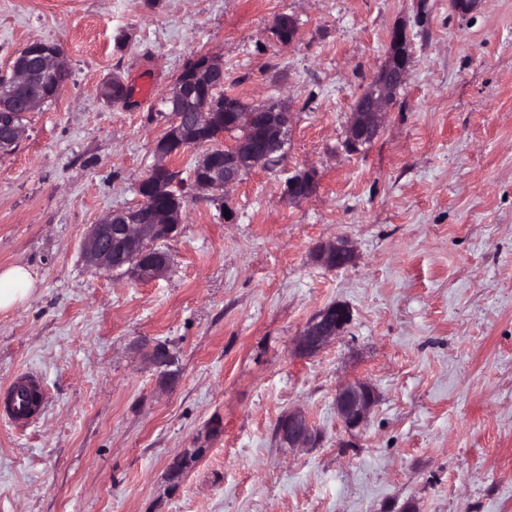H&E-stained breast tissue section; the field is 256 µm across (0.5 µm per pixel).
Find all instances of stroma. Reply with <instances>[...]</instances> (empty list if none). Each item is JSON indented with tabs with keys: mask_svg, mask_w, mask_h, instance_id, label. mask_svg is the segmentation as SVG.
<instances>
[{
	"mask_svg": "<svg viewBox=\"0 0 512 512\" xmlns=\"http://www.w3.org/2000/svg\"><path fill=\"white\" fill-rule=\"evenodd\" d=\"M284 13L289 45L271 32ZM399 24L410 73L347 154ZM33 41L60 46L70 77L0 154V268L38 286L0 312V392L27 373L46 392L34 420L0 418V512H512V0H0V75ZM205 53L246 103L288 100L287 159L219 205L189 188L186 150L183 222L156 244L167 273L94 271L90 226L138 203L165 99ZM115 74L128 102L99 94ZM307 166L316 193L288 203ZM339 235L355 262L313 263ZM334 302L343 336L296 357ZM158 344L163 373L144 358ZM353 379L378 401L349 440L334 400ZM296 408L311 447L275 436Z\"/></svg>",
	"mask_w": 512,
	"mask_h": 512,
	"instance_id": "stroma-1",
	"label": "stroma"
}]
</instances>
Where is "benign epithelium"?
<instances>
[{
	"label": "benign epithelium",
	"mask_w": 512,
	"mask_h": 512,
	"mask_svg": "<svg viewBox=\"0 0 512 512\" xmlns=\"http://www.w3.org/2000/svg\"><path fill=\"white\" fill-rule=\"evenodd\" d=\"M409 36L406 28H393L384 61L369 85L358 96L345 130L344 148L357 154L378 136L388 106L411 68L408 51ZM67 60L61 49L53 44L33 41L24 46L13 62L11 74L0 86L11 94L17 88L37 84L47 91H59L55 77L67 72ZM224 64L214 56L201 54L185 66L176 77L172 99L185 105L194 102L203 89L218 83ZM226 112H211L194 127L195 139L210 137L216 126L224 125ZM257 136L247 144L245 152L236 145L220 146L200 157L192 170V180L198 191L227 190L239 181L242 164L249 168L268 165L273 159L284 157L283 148L290 124V109L285 102L276 107L264 104L255 108ZM23 126L18 121L0 122V152H8L19 141ZM189 140L155 143L158 163L137 185L142 191L148 181L168 175L170 162L189 147ZM299 180L310 183V189L301 190L299 180L288 181V199L301 202L316 190L317 175L312 168L298 173ZM183 207H174L152 196H140L137 205L114 211L97 224L91 225L83 245V257L94 269L117 271L131 267L143 280H152L166 271L170 263L168 253L150 247L157 241L169 239L181 224ZM314 258L328 268H341L354 261L351 243L338 237L314 249ZM351 320L349 308L334 303L315 314L306 324L296 345L300 357L311 356L336 340ZM376 402V393L364 381H352L336 390V412L343 427L353 432L362 428ZM277 435L290 448H306L314 440V432L306 415L292 411L277 425Z\"/></svg>",
	"instance_id": "benign-epithelium-1"
}]
</instances>
